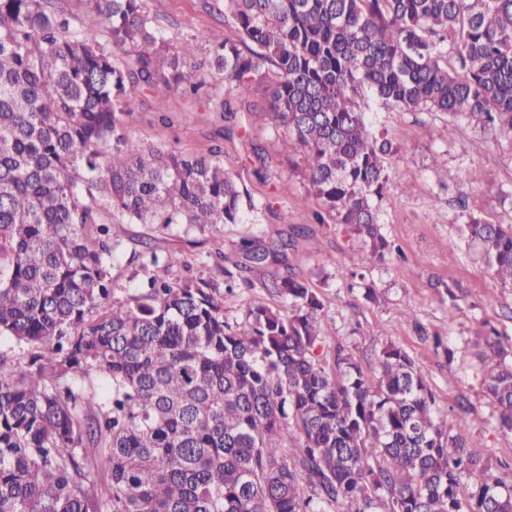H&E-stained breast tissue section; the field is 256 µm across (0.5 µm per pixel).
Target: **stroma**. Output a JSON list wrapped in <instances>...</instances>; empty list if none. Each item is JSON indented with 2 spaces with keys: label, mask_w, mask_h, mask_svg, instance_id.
Wrapping results in <instances>:
<instances>
[{
  "label": "stroma",
  "mask_w": 512,
  "mask_h": 512,
  "mask_svg": "<svg viewBox=\"0 0 512 512\" xmlns=\"http://www.w3.org/2000/svg\"><path fill=\"white\" fill-rule=\"evenodd\" d=\"M146 9L168 44L197 38L201 60L209 59L210 46L200 34L238 36L224 21V0H146ZM202 78L205 93L198 98L177 86L134 92L118 119L144 145L203 155L221 149L225 171L262 208L245 210L243 223L217 231L196 224L127 225L112 266L116 298L140 286L142 258L152 252L160 257L158 274L171 279L227 270L233 290L224 296V314L231 321L251 301L282 307L275 284L290 276L306 279L322 296V322L334 331L324 351L343 347L372 374L383 347L403 349L426 379L435 416L448 432L461 434L492 468L512 465V434L498 427L479 357L487 336L512 346V285L491 275L481 247L463 233L470 213L512 224V138L449 122L441 112L369 107L373 129L404 149L390 159L377 202L382 232L394 245L380 260L344 225L321 216L295 165L294 140L261 114L241 111L225 120L211 101L223 93V82L207 68ZM449 123L453 133L441 136ZM257 147L262 157L254 156ZM246 238L277 252V259L253 266L241 250ZM461 418L467 421L462 429Z\"/></svg>",
  "instance_id": "35a3bbf8"
}]
</instances>
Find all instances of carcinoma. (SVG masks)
I'll return each instance as SVG.
<instances>
[{
    "label": "carcinoma",
    "instance_id": "cac0c4a2",
    "mask_svg": "<svg viewBox=\"0 0 512 512\" xmlns=\"http://www.w3.org/2000/svg\"><path fill=\"white\" fill-rule=\"evenodd\" d=\"M52 2L0 0V512H512V486L436 421L405 351L383 348L372 377L340 350L323 361L331 332L305 281L276 285L289 310L249 304L230 323L224 286L161 278L153 253L113 299L125 224H239L242 191L221 151L145 147L118 121L136 90L198 91L196 42L170 51L143 0H83L81 32ZM225 3L238 40L201 35L221 111L287 131L322 209L375 255L390 251L375 200L401 147L358 99L512 137V0ZM100 26L112 47L90 37ZM126 45L131 61L114 54ZM257 76L263 105L248 102ZM465 231L512 284V224L469 213ZM485 347L512 433V365Z\"/></svg>",
    "mask_w": 512,
    "mask_h": 512
}]
</instances>
